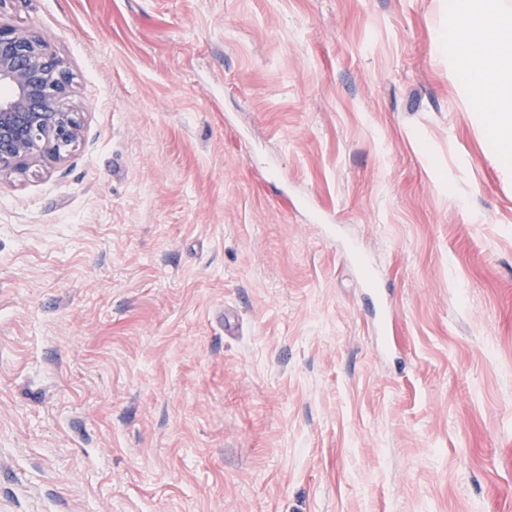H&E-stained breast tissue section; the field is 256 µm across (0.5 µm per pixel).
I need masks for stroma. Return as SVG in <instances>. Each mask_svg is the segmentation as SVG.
I'll return each instance as SVG.
<instances>
[{"mask_svg": "<svg viewBox=\"0 0 512 512\" xmlns=\"http://www.w3.org/2000/svg\"><path fill=\"white\" fill-rule=\"evenodd\" d=\"M0 16L84 110L0 185V512H512V170L448 0Z\"/></svg>", "mask_w": 512, "mask_h": 512, "instance_id": "35a3bbf8", "label": "stroma"}]
</instances>
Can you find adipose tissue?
<instances>
[{
	"mask_svg": "<svg viewBox=\"0 0 512 512\" xmlns=\"http://www.w3.org/2000/svg\"><path fill=\"white\" fill-rule=\"evenodd\" d=\"M448 11L462 18L464 27L449 32L443 49L466 63V87L479 109L495 113L496 126L488 132L491 149L511 167L512 138L503 130L512 126V56L500 46L512 40V18L501 0H448Z\"/></svg>",
	"mask_w": 512,
	"mask_h": 512,
	"instance_id": "obj_1",
	"label": "adipose tissue"
}]
</instances>
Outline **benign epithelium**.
I'll list each match as a JSON object with an SVG mask.
<instances>
[{"label":"benign epithelium","mask_w":512,"mask_h":512,"mask_svg":"<svg viewBox=\"0 0 512 512\" xmlns=\"http://www.w3.org/2000/svg\"><path fill=\"white\" fill-rule=\"evenodd\" d=\"M0 86V181L67 161L83 129L74 77L39 35L2 20Z\"/></svg>","instance_id":"7a95c632"}]
</instances>
